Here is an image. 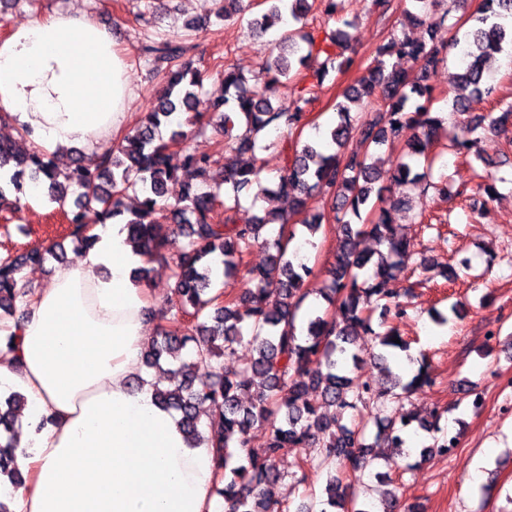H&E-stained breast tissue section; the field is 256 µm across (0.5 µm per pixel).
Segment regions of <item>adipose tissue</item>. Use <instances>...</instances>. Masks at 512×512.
Here are the masks:
<instances>
[{"mask_svg": "<svg viewBox=\"0 0 512 512\" xmlns=\"http://www.w3.org/2000/svg\"><path fill=\"white\" fill-rule=\"evenodd\" d=\"M130 97L125 55L87 15L16 23L0 39V110L46 152L101 149L130 125ZM96 232L78 264L0 322V391L28 399L16 451L27 483L12 512H224L210 448L188 446L152 384L128 385L156 301L131 280L143 258L124 226Z\"/></svg>", "mask_w": 512, "mask_h": 512, "instance_id": "1", "label": "adipose tissue"}]
</instances>
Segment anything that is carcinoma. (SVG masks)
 Wrapping results in <instances>:
<instances>
[{
	"label": "carcinoma",
	"mask_w": 512,
	"mask_h": 512,
	"mask_svg": "<svg viewBox=\"0 0 512 512\" xmlns=\"http://www.w3.org/2000/svg\"><path fill=\"white\" fill-rule=\"evenodd\" d=\"M437 2L412 0L405 16L412 24L423 25ZM311 8L310 0H276L268 12L248 21L262 32L287 17L293 21L278 39L283 52L268 58L251 77L229 64L216 67L224 97L213 102L212 112L215 129L225 140L213 154L198 156L183 146L173 148L185 141L182 130L171 131L166 142L160 140L161 126L192 110L196 89L205 77L185 60L186 47L168 40L144 48L155 69L166 74L163 94L140 117L133 133L103 150L94 168L77 162L62 168L39 149L0 144V169L9 163L14 168L12 175L0 176V204L21 205L25 194L21 178L26 175L31 186H47L52 201L61 206L68 196H75L77 211L68 218V237L78 252L86 253L97 242L92 224H107L128 213V236L140 252L151 260L175 254L170 318L148 342L142 358L148 367L162 361L178 364L171 382L155 386V399L180 413L178 425L190 447L208 443L221 472L214 491L224 500L226 512H310L292 507L276 493L284 478L276 462L290 448L301 449L293 474L298 483H306L311 471L326 472L320 512H372L368 505H357L350 481L365 474L376 449L403 452L405 429L413 422L422 430L438 429L437 418L419 422L398 408L377 417L372 443L366 442V426L342 423L348 410L399 402L433 384L423 364L408 380L393 372L389 358L407 350V344L394 342L400 337L396 327L378 334L371 326L372 312L380 305L393 308L396 318L406 315L404 303L398 301L401 289L392 284L403 270L401 259L410 243L400 234L390 210L381 206L388 187L378 185L380 173L369 159L404 129L415 131L407 143L408 154L432 164V151L443 138L450 139L454 154L467 156L486 128L505 133L512 125V101L500 99L499 115L490 119L469 115L463 120L462 134L448 136L442 118L431 112L432 88L426 84L429 70L445 60L446 47L394 35L376 48V64L355 80L344 93L345 102L337 105L338 121L329 131L336 151L326 153L319 144L299 143L304 108L314 91L323 87L329 71L341 73L349 65L343 58L349 33L309 26ZM464 37L467 61L457 76L461 94L455 100L461 111L466 92L495 95L485 72L503 44H512V0H483L481 15ZM387 57L419 63V74L410 77L396 64H386ZM296 64L306 69V85L298 91L294 111H277L271 96ZM365 98L377 103L376 111L361 120L352 118L347 103ZM355 138L364 144V151L350 147ZM270 147L280 149L285 165L269 194L288 198L290 209L286 214L243 213L239 189L259 179L258 153ZM226 148L239 156L229 169L221 165ZM217 177L232 189L222 201L213 190ZM171 181L181 183L182 193L168 203L164 197ZM391 182L411 191L445 192L430 174H414L402 161L394 164ZM137 190L142 194L138 208L126 209L124 198ZM314 192L330 200L336 212L337 246L328 269L330 283L312 289L308 287L312 268L301 259L288 258L295 237L288 224L299 216L310 233L318 231L321 217L307 214L306 207ZM349 214L363 224L351 223ZM270 224L279 225L275 237L265 236ZM365 239L372 240L376 249H361ZM256 248L267 251L268 257L266 263L247 269L243 293L228 300L212 293L214 263L220 262L224 275L235 276L245 256ZM50 256L62 261L65 251L36 247L0 261L1 322L6 316L15 317L17 304L29 303L33 295V287L23 283L24 268L40 265ZM313 293L334 313L310 319L306 335L300 338L298 313ZM362 335L376 337L385 348L377 360L391 377L389 386L375 388L361 375L364 359L351 346ZM245 342L253 347V358L227 368L226 362ZM315 360L324 364L326 372L310 373L308 366ZM312 389L321 393L317 402L308 397ZM25 405V396L18 392L0 402V476L14 489L25 484L11 440ZM325 406L335 407L336 415L326 417L321 412ZM256 427L266 430L265 443L259 447L251 443Z\"/></svg>",
	"instance_id": "carcinoma-1"
}]
</instances>
